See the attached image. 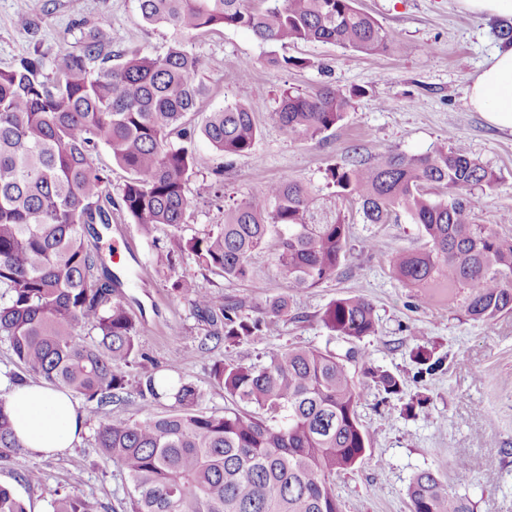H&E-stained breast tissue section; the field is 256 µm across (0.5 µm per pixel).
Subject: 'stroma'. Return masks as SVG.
Instances as JSON below:
<instances>
[{
  "instance_id": "35a3bbf8",
  "label": "stroma",
  "mask_w": 512,
  "mask_h": 512,
  "mask_svg": "<svg viewBox=\"0 0 512 512\" xmlns=\"http://www.w3.org/2000/svg\"><path fill=\"white\" fill-rule=\"evenodd\" d=\"M358 5L395 34L393 51L365 55L305 43L281 48L237 27H218L189 39L209 89L206 111L218 110L228 100L249 103L262 135L252 154L224 159L206 141H198L201 176H210L216 166L224 168V198L198 202L181 232L163 225L150 242L129 217H113L109 236L120 247L107 263L122 281L116 297L138 323L140 356L126 370L123 401L87 415L86 431L71 454L37 457L24 452L0 461V484L12 488L28 512H50L58 490L96 498L101 512H127L131 484L98 454L94 437L104 416L143 418L135 386L141 368L162 379L195 384L200 409L220 415L231 401L213 380V362L260 364L269 348L281 345L333 351L352 371L360 370L359 354L368 351L374 365L403 376L407 394L427 398L407 415L401 400H386L376 389H367L358 413L373 441L363 461L336 478L342 512H409L407 486L427 470L467 495L474 512H512V315L483 324L466 315L461 290L432 288L424 300L420 289L402 286L390 271V255L425 244L408 213L399 210L387 223L367 224L356 201H343L349 255L336 279L291 297L287 314L270 319L262 340L220 343L205 353L197 346L209 326L195 314L187 294L172 290L173 280L185 276L241 300L254 318L266 315L271 300L290 296L287 279L263 251L251 259V280L241 283L199 269L187 253L165 273L153 264L156 247H171L175 235L188 238L223 223L225 207L263 183L298 180L328 200L332 190L325 170L330 166L354 155L372 160L390 152L423 154L447 141L464 143L496 178L492 189L474 197L476 223L493 225L500 236L512 238V129L489 124L470 110L465 98L472 77L500 45L505 19L476 17L462 10L458 0H358ZM22 14L31 19V29L18 25ZM92 30L112 50L151 56L164 55L172 40L171 29L141 19L137 0H0V68L37 49L47 69H54L64 53L79 50ZM276 56L300 58L304 64L285 69L273 64ZM246 60L251 63L247 69L242 66ZM324 85L358 92L336 127L300 141L288 138L270 120L284 89L306 92ZM347 296L372 302L375 335L349 341L323 325L321 315L329 303ZM419 344L433 348L444 361L442 369L420 379L410 355ZM491 455L497 464L490 470L486 460ZM459 459L467 462V470L456 468ZM32 471L40 475V483L27 481Z\"/></svg>"
}]
</instances>
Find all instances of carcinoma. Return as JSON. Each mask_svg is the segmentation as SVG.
Segmentation results:
<instances>
[{"mask_svg":"<svg viewBox=\"0 0 512 512\" xmlns=\"http://www.w3.org/2000/svg\"><path fill=\"white\" fill-rule=\"evenodd\" d=\"M138 0L141 18L171 28L162 56L108 50L87 33L78 52L63 54L45 72L39 50L0 68V336L27 372L88 403L120 398L124 372L138 354L139 330L126 303L114 297L116 279L99 247L85 245L93 224L112 223V181L95 163L99 147L129 177L119 209L140 234L187 223L194 199L224 189V167L196 182L194 150L202 135L221 156L250 154L260 125L250 104L233 101L195 124L208 97L200 63L187 40L216 27H246L269 45L322 43L373 55L396 37L357 6V0ZM349 93L324 85L312 93L288 89L269 113L289 137L313 140L341 122ZM336 200L359 204L366 224H384L404 210L425 238L418 251L401 250L389 267L407 288H465V311L492 324L512 313V239L474 223L473 191L494 175L462 143L420 155L357 158L327 169ZM349 225L301 182L281 179L224 210V223L203 236L159 250L156 264L171 270L187 252L196 265L232 282L252 278L250 259L270 253L288 278L291 296L336 278L346 258ZM171 288L192 295L209 339L258 341L263 318L244 314L186 277ZM335 335L361 341L375 334L376 315L363 297H342L321 316ZM95 340L86 343L79 330ZM420 373L443 360L419 347ZM214 379L232 399L258 411L228 408L221 416L198 408L200 392L183 379L161 384L145 371L137 393L146 404L172 401L143 420L107 417L95 438L99 452L132 483V512H341L336 475L353 469L371 447L360 422L363 387L397 396L404 381L363 363L354 380L336 353L303 347L268 352L263 366L217 361ZM24 447L0 398V459ZM410 512H473L471 500L434 473L407 487ZM0 512H27L0 486ZM50 512H99L74 493H54Z\"/></svg>","mask_w":512,"mask_h":512,"instance_id":"obj_1","label":"carcinoma"}]
</instances>
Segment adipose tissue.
I'll return each mask as SVG.
<instances>
[{"instance_id":"adipose-tissue-1","label":"adipose tissue","mask_w":512,"mask_h":512,"mask_svg":"<svg viewBox=\"0 0 512 512\" xmlns=\"http://www.w3.org/2000/svg\"><path fill=\"white\" fill-rule=\"evenodd\" d=\"M466 99L490 124L512 129V44L494 52L468 85ZM1 399L17 438L32 454H65L85 430L84 412L64 390L21 383Z\"/></svg>"}]
</instances>
